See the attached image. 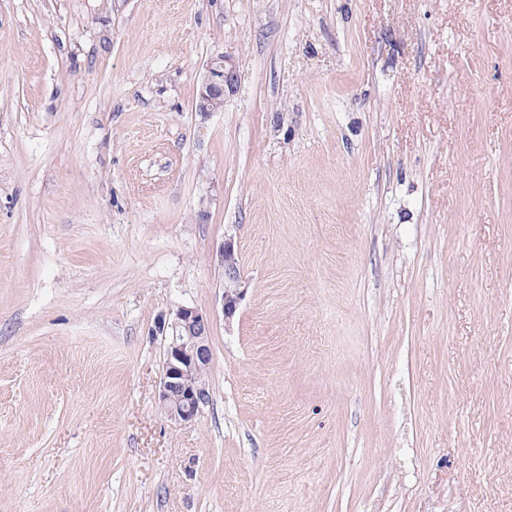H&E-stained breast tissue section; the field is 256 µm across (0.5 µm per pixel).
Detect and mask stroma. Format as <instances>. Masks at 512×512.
Here are the masks:
<instances>
[{
	"mask_svg": "<svg viewBox=\"0 0 512 512\" xmlns=\"http://www.w3.org/2000/svg\"><path fill=\"white\" fill-rule=\"evenodd\" d=\"M0 512H512V0H0ZM207 72L196 100L197 111L206 115L223 111L226 93L233 91L239 81L236 67L226 55L211 60ZM218 264L224 270V291L221 296L222 314L230 321L236 314L242 297V276L238 248L233 238L224 239L216 252ZM158 403L176 424L195 421L209 401L211 318L193 307L178 308L167 323Z\"/></svg>",
	"mask_w": 512,
	"mask_h": 512,
	"instance_id": "1",
	"label": "stroma"
}]
</instances>
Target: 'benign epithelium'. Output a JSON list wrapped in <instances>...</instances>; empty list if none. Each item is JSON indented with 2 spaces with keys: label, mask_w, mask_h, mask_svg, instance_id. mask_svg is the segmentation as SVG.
<instances>
[{
  "label": "benign epithelium",
  "mask_w": 512,
  "mask_h": 512,
  "mask_svg": "<svg viewBox=\"0 0 512 512\" xmlns=\"http://www.w3.org/2000/svg\"><path fill=\"white\" fill-rule=\"evenodd\" d=\"M239 74L230 59L221 55L207 65V76L196 100L202 114L224 110L226 93L233 90ZM224 270L221 296L224 320H231L242 297V276L238 248L232 238L224 240L216 252ZM165 349L159 382L158 403L163 414L176 424L197 419L209 401L206 371L211 361V318L193 307H180L167 323Z\"/></svg>",
  "instance_id": "obj_1"
}]
</instances>
